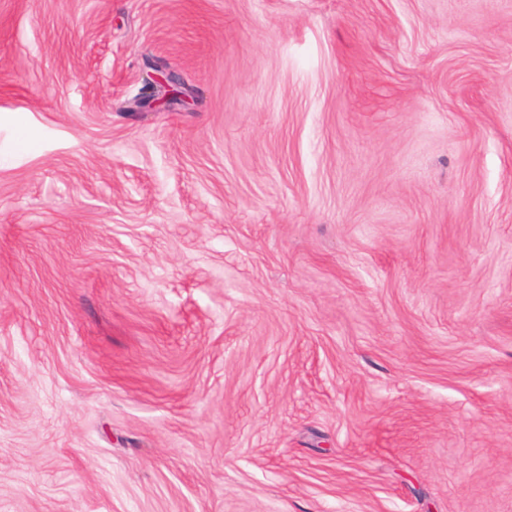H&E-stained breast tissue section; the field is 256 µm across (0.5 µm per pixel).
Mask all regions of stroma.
Listing matches in <instances>:
<instances>
[{"instance_id":"35a3bbf8","label":"stroma","mask_w":512,"mask_h":512,"mask_svg":"<svg viewBox=\"0 0 512 512\" xmlns=\"http://www.w3.org/2000/svg\"><path fill=\"white\" fill-rule=\"evenodd\" d=\"M0 512H512V0H0ZM148 68L150 71L144 79L145 92L135 101L137 110H154L185 102L189 97L188 90L178 86L170 72H166L156 62L149 63Z\"/></svg>"}]
</instances>
